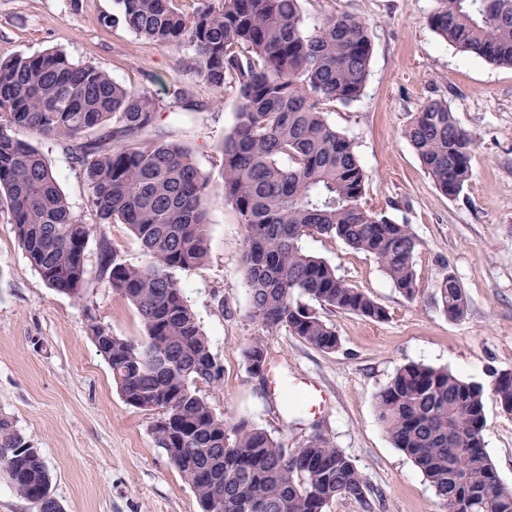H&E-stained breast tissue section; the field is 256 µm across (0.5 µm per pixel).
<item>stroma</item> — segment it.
Returning a JSON list of instances; mask_svg holds the SVG:
<instances>
[{
    "instance_id": "stroma-1",
    "label": "stroma",
    "mask_w": 512,
    "mask_h": 512,
    "mask_svg": "<svg viewBox=\"0 0 512 512\" xmlns=\"http://www.w3.org/2000/svg\"><path fill=\"white\" fill-rule=\"evenodd\" d=\"M308 23L354 13L370 24L372 55L361 96L330 103L327 119L352 139L366 171L364 199L374 210L411 226L418 291L406 297L377 261L341 240L313 236L306 249L366 293L389 314L372 321L319 306L340 344L327 353L252 316L242 256L244 227L218 187L217 149L234 124L237 100L215 91L193 69L185 46L163 47L129 30L105 26L114 0H0V59L46 50L91 63L112 79L148 92L161 110L153 131L189 146L212 190L202 207L206 261L182 271L189 306L224 369L219 386L198 390L227 424L247 420L296 448L320 430L366 476L367 503L346 498L326 512H441L433 489L387 437L376 395L408 362L445 368L486 385L485 448L502 482L512 486V416L488 387L512 372V67L493 65L442 40L430 27L437 0H301ZM202 104L174 106V88ZM445 100L476 141L471 178L454 198L442 194L405 137L429 100ZM73 211L98 225L78 165L59 142L38 138ZM97 236L86 247L92 278L83 299L49 288L30 266L7 206L0 205V415L40 448L63 512H200L193 489L152 433L158 413L127 405L92 338L93 325L129 339L143 336L136 307L94 280ZM454 274L468 309L448 319L438 285ZM263 337L288 377H307L329 395L320 418L292 422L270 398L264 376L252 374L244 348Z\"/></svg>"
}]
</instances>
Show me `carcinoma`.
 I'll return each mask as SVG.
<instances>
[{"instance_id": "obj_1", "label": "carcinoma", "mask_w": 512, "mask_h": 512, "mask_svg": "<svg viewBox=\"0 0 512 512\" xmlns=\"http://www.w3.org/2000/svg\"><path fill=\"white\" fill-rule=\"evenodd\" d=\"M115 0L104 23L160 46L187 45L194 70L216 103L235 93L231 131L217 146L220 189L245 227L243 267L253 316L334 352L336 327L294 300L305 295L339 312L375 321L386 309L337 275L303 241L320 235L376 258L395 288L418 289L420 242L363 202L366 175L354 142L327 120L324 105L362 94L372 52L370 24L343 13L309 27L301 0ZM433 31L461 51L512 67V0H437ZM160 105L61 51L0 60V204L9 208L33 269L50 288L75 299L86 292L85 250L92 231L75 213L29 136L61 142L82 170L100 224L128 225L148 262L133 266L98 239L99 283L129 300L145 328L138 340L103 330L96 347L125 403L160 410L158 447L191 485L199 506L220 512H325L340 498L366 499L369 483L353 460L320 433L290 450L246 421L232 426L199 395L197 383L221 380L222 366L181 288L179 272L207 258L202 200L210 178L185 146L148 139ZM436 188L458 196L471 177L472 134L443 100H430L405 130ZM448 318L468 309L456 278L439 283ZM262 338L243 351L263 370ZM491 391L512 415V372ZM376 411L393 445L434 489L444 512H512V487L486 449L484 387L444 368L400 366L377 395ZM0 469L37 512H63L41 450L0 416Z\"/></svg>"}]
</instances>
